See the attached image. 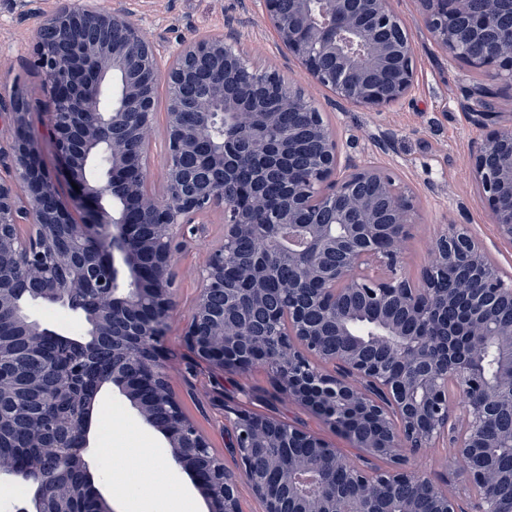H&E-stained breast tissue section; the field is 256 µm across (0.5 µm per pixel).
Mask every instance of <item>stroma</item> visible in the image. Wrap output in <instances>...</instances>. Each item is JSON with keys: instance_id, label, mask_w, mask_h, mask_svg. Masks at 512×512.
<instances>
[{"instance_id": "stroma-1", "label": "stroma", "mask_w": 512, "mask_h": 512, "mask_svg": "<svg viewBox=\"0 0 512 512\" xmlns=\"http://www.w3.org/2000/svg\"><path fill=\"white\" fill-rule=\"evenodd\" d=\"M96 9H121L140 20L160 52L176 50L194 37L220 36L227 20H235L238 48L248 53L250 65L259 71L275 69L286 81L307 88L324 121L336 132L342 154L373 161L393 171L398 183L412 191L418 201V224L408 244L404 269L418 279L425 264L433 231L441 224H463L485 248L495 269L512 276V241L500 236L491 221L488 205L468 170L476 141L484 135L477 123L476 88L492 85L497 95L495 111L512 116V89L505 81H489L485 72L455 58L439 45L427 29L420 0H390V6L405 27L414 47V82L403 100L382 111L336 100L326 88L310 85L299 61L279 42L264 16L262 0H88ZM57 0H0V143L9 144L13 127L9 116L15 95L32 105L46 98L44 73L32 62L35 28L51 15ZM168 84L158 83L155 109L157 135L150 151V183L161 188L166 138ZM204 225L205 241L189 236L187 248L175 267L179 306L172 319L166 344L172 352L168 375L185 414L208 437L215 455L227 466L235 458L228 447L224 407L235 405L265 416L288 420L334 444L350 459L362 457L361 449L335 433L331 426L300 404L269 402L270 371L256 367L245 374L219 372L196 359L183 339V318L198 292L197 271L204 264L208 245L218 243L224 231L221 212L196 217ZM94 446L98 448L95 483L103 493L113 494L115 512H124L125 484L112 480L113 449L145 444L153 463L166 469L163 480L154 483L155 497H164L170 487H179L195 500L203 495L191 476L170 464V449L164 436L147 428L129 403L112 387H104L97 401Z\"/></svg>"}]
</instances>
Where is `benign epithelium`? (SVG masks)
<instances>
[{
	"label": "benign epithelium",
	"mask_w": 512,
	"mask_h": 512,
	"mask_svg": "<svg viewBox=\"0 0 512 512\" xmlns=\"http://www.w3.org/2000/svg\"><path fill=\"white\" fill-rule=\"evenodd\" d=\"M426 27L453 55L512 85V0H421ZM281 44L307 78L339 99L380 111L408 93L414 48L389 0H263ZM224 38L193 39L162 59L141 24L122 10L96 11L84 0H59L35 31V65L48 99L42 113L58 162L47 169L30 132L29 108L14 99L13 171L0 178V319H15V338H0V422L17 416L19 381L30 391L61 400L70 383L100 373L83 408L42 420L67 441L51 451L55 463L84 474L77 485L44 491L55 469L44 461L22 466L0 461V478L34 487L17 512H63L75 492L94 498L96 512H113L91 472V420L97 394L112 383L117 394L171 448V462L201 488L208 512H241L237 483H248L265 512H372L388 498L391 512H415L427 491L436 512H458L455 487L436 485L413 462L448 435V383L461 397L454 441L455 467L478 491L474 512H495L502 474L493 465L468 466L463 451L493 407L512 409V283L491 268L485 250L461 224L431 239L421 277L401 273L417 224V200L383 168L342 156L338 140L301 88L275 71L259 72L238 58ZM171 89L162 192L149 186L154 134V87ZM262 88L273 110L249 104ZM487 133L475 146L471 173L499 234L512 240V125L500 113L479 112ZM78 185L63 198L60 178ZM287 184L284 208H265L267 185ZM137 203L149 235L130 232L124 202ZM224 212L221 241L198 273L200 286L184 326V340L201 361L247 373L259 356L273 366L277 398L323 418L357 448H381L386 470L360 467L318 434L286 420L238 408L225 410L235 468L213 455L210 442L183 412L167 372L163 346L178 286L174 267L187 245L186 227L206 211ZM305 210L307 224L292 221ZM27 233L19 232L20 224ZM453 265L471 311V337L462 357L451 351L439 364L427 357L429 337L406 333L405 321L439 315V277ZM56 305L86 326L87 342L42 323L38 308ZM152 316L124 326L136 310ZM382 315L377 337L354 335L352 323ZM494 355L488 373L483 362ZM314 452L269 459L256 467L258 448ZM207 460L206 474L185 456ZM345 466L360 486L356 497L328 492L330 473ZM283 479L282 493L267 492L266 472Z\"/></svg>",
	"instance_id": "7a95c632"
}]
</instances>
